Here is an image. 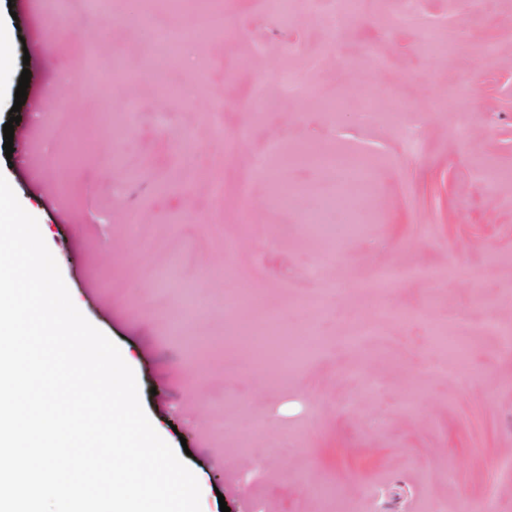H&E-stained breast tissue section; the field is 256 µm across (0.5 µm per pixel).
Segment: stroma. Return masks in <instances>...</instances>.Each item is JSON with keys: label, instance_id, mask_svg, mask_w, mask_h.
Returning <instances> with one entry per match:
<instances>
[{"label": "stroma", "instance_id": "1", "mask_svg": "<svg viewBox=\"0 0 512 512\" xmlns=\"http://www.w3.org/2000/svg\"><path fill=\"white\" fill-rule=\"evenodd\" d=\"M142 10L112 0L107 26L85 0L63 12L0 0V126L31 72L0 173L76 307L134 370L156 431L189 449L201 512H460L487 497L512 512L499 471L512 458V347L482 329H512V0H420L408 17L401 0H363L335 33L303 8L281 19L266 0H224L219 35L207 10L173 15L156 0L155 27L195 33L164 74L182 102L155 95ZM90 69L111 83L89 82ZM284 71L300 80L289 96ZM161 111L173 127L158 125ZM187 132L196 144L184 149ZM272 140L289 157L277 173L254 171ZM306 149L372 170L368 195L336 203L337 223L352 216L357 228L337 238L320 282L308 275L320 242L302 216L329 186L296 159ZM277 179L316 191L285 206ZM146 226L176 249L142 254ZM384 267L410 276L380 289ZM422 269L434 278H414ZM326 286L319 317L311 302ZM271 315L320 328L323 345L297 371L279 372L248 334ZM436 326L470 346L469 367L449 368ZM222 416L232 429L214 428Z\"/></svg>", "mask_w": 512, "mask_h": 512}]
</instances>
